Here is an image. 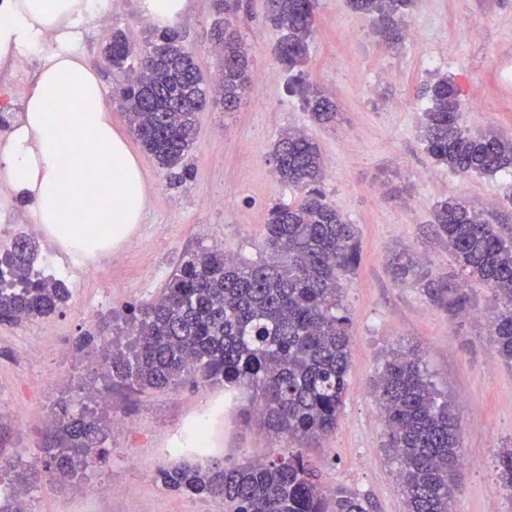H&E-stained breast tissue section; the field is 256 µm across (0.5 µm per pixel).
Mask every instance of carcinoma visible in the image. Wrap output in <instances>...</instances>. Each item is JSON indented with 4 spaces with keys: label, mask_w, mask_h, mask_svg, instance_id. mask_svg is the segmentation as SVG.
<instances>
[{
    "label": "carcinoma",
    "mask_w": 512,
    "mask_h": 512,
    "mask_svg": "<svg viewBox=\"0 0 512 512\" xmlns=\"http://www.w3.org/2000/svg\"><path fill=\"white\" fill-rule=\"evenodd\" d=\"M318 0H267L266 18L282 32L278 62L303 82ZM378 31L398 28L412 0H352ZM234 0H219L212 28L222 57L216 90L193 72L181 35L153 33L133 61L122 30L102 50L120 80L114 95L131 131L160 167L175 168L194 145L196 112L208 99L234 111L250 83V49L226 15ZM423 139L438 163L466 177L512 168V136L489 128L461 127L458 88L446 77L430 87ZM305 102L320 123L336 118L333 101L306 85ZM270 161L281 180L304 190L299 202L270 209L257 261L232 257L219 246L189 253L152 299L131 308L132 337L112 340L104 363L112 381L130 388L164 389L183 383L220 382L233 399L247 389L251 407L239 412L270 437L297 442L286 455L229 464L194 454L160 468L167 489L224 501V512H374L372 503L338 488L329 494L302 452L336 429L351 358L349 316L340 298V277L357 260L356 229L317 184L324 160L304 132L288 130L275 142ZM433 230L448 246L461 273L491 292L489 336L495 353L512 364V228L493 223L462 198L433 207ZM28 238L0 253V322L46 317L69 289L34 269ZM394 280L411 281L436 307L454 315L471 307L464 284L440 283L406 253L390 263ZM378 400L386 445L406 497L408 512H451L455 476L462 467L460 420L455 406L438 402L419 357L403 352L386 361ZM108 433L87 405L60 400L40 455L27 463L0 459V512H26L23 498L40 470L64 480L108 455ZM499 477L512 491V449L498 456Z\"/></svg>",
    "instance_id": "cac0c4a2"
}]
</instances>
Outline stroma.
Segmentation results:
<instances>
[{
    "mask_svg": "<svg viewBox=\"0 0 512 512\" xmlns=\"http://www.w3.org/2000/svg\"><path fill=\"white\" fill-rule=\"evenodd\" d=\"M173 26L198 59L203 80L218 72L211 44L217 17L214 0H185ZM266 0H241L233 20L253 48L254 78L233 112L212 105L197 115V139L178 166L159 168L132 134L111 95L115 76L100 65L105 39L97 17L73 27L70 50L95 66L113 126L137 157L150 191L140 224L115 252L119 264L100 267L70 255L36 224L32 199L0 172V250L34 236L36 267L70 291L65 305L47 318L19 325L0 323V455L27 461L38 452L43 415L61 396L90 384L107 396L104 423L121 415L130 429L111 431L106 461L90 464L82 477L59 484L39 478L27 498L28 512H224L219 500L193 499L154 478L157 467L179 459L187 438L185 419L207 409L223 392L203 383L144 392L113 384L86 337L126 334L132 306L155 296L182 256L218 245L226 254L259 260V243L270 208L292 203L301 191L285 185L269 161L280 133L300 129L319 146L327 167L320 188L358 232L359 259L341 281L350 318L351 359L335 431L306 456L329 488L369 499L374 512H407L392 452L386 446L375 386L387 359L400 351L418 354L440 397L461 417L462 453L470 457L458 477L452 512H512V492L502 489L497 453L512 448V366L493 350L485 318L489 289L471 282L472 312L451 315L430 303L420 288L395 282L389 258L414 253L433 278L461 274L431 229L437 202L463 197L499 224L512 225V170L463 177L436 163L422 138L425 92L437 78L460 89V124L477 132L494 128L512 135V96L501 95L500 66L512 59V0H414L406 22L423 26L421 40L378 33L350 0H318L314 34L304 68L307 83L336 103L334 124L315 121L292 74L274 49L277 32L265 21ZM141 0H112L109 28H120L141 46L154 26L143 23ZM479 36H471L472 28ZM45 52L31 53V66L17 77L0 59V114L17 123L24 98L37 86ZM218 456L232 461L287 451L288 440L269 444L263 435L228 418L216 434ZM112 483L134 486V495L101 501L83 488Z\"/></svg>",
    "mask_w": 512,
    "mask_h": 512,
    "instance_id": "35a3bbf8",
    "label": "stroma"
}]
</instances>
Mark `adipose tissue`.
<instances>
[{
    "instance_id": "adipose-tissue-1",
    "label": "adipose tissue",
    "mask_w": 512,
    "mask_h": 512,
    "mask_svg": "<svg viewBox=\"0 0 512 512\" xmlns=\"http://www.w3.org/2000/svg\"><path fill=\"white\" fill-rule=\"evenodd\" d=\"M93 0H0V57L66 41L69 20ZM8 133L0 170L34 203L39 224L68 250L90 256L126 241L147 196L137 157L112 125L99 80L82 59L51 53Z\"/></svg>"
}]
</instances>
